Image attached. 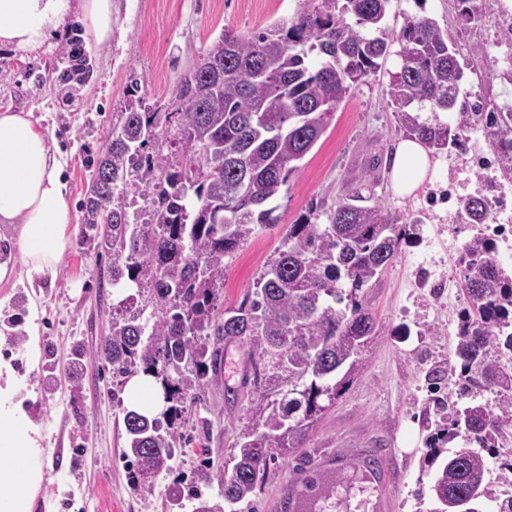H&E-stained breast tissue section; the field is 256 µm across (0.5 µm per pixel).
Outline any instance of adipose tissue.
<instances>
[{
	"instance_id": "ef3b65f1",
	"label": "adipose tissue",
	"mask_w": 512,
	"mask_h": 512,
	"mask_svg": "<svg viewBox=\"0 0 512 512\" xmlns=\"http://www.w3.org/2000/svg\"><path fill=\"white\" fill-rule=\"evenodd\" d=\"M72 14L97 43L111 41L114 0H0V46L37 48ZM431 168L424 144L400 140L391 159L394 193L413 194ZM62 170L28 113L0 111V224L15 226L18 248L38 273L55 270L73 245ZM15 378L11 359L0 354V512H30L29 491L43 478L38 429L16 399Z\"/></svg>"
}]
</instances>
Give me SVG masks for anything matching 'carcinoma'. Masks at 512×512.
Returning <instances> with one entry per match:
<instances>
[{"label":"carcinoma","instance_id":"obj_1","mask_svg":"<svg viewBox=\"0 0 512 512\" xmlns=\"http://www.w3.org/2000/svg\"><path fill=\"white\" fill-rule=\"evenodd\" d=\"M391 0H301L289 19L248 35L224 31L192 72L173 89V112L131 108L91 162L83 201L85 232L107 225L112 244L108 269L117 302L112 335L91 355L124 377L139 364L161 381L163 408L150 415L124 414L131 480L146 492L171 469L182 443L186 404L204 400L209 371L222 359V344L245 340L263 369L282 373L288 389L260 400L265 431L238 442L232 467L213 469L206 458L198 481H217L229 512L262 488L274 454L303 447L327 404L362 366L361 351L376 321L360 293L401 250L406 225L419 219L394 214L362 189L380 178L369 163L364 188L352 190L317 223L314 210L288 226L282 249L269 260L255 290L236 307L220 308L224 259L260 228L270 226V203L288 186L299 162L326 132L333 109L354 86L386 70L387 94L406 136L437 152L457 145L459 132L481 122L485 139L503 151L512 174V101L492 112H471L459 101L464 68L458 50L428 16L388 24ZM236 39L224 55V37ZM78 36L55 49L72 62L58 76L83 84L89 77ZM224 58V78L208 94V60ZM448 114V120L441 114ZM107 172L116 180H101ZM151 194L152 223L131 221L129 200ZM467 211L491 219L485 200L471 196ZM463 286L472 302L462 317L453 358L462 374L477 373L503 392L490 403L470 399L452 406L450 423L426 439L427 463L436 466L430 490L438 500L479 503L490 485L482 452L512 428V384L501 356L512 349V288L484 245L469 247ZM148 293L146 305L138 297ZM149 318H143L146 308ZM464 444L442 456L449 440Z\"/></svg>","mask_w":512,"mask_h":512}]
</instances>
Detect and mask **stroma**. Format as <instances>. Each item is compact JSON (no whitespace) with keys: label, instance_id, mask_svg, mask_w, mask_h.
I'll return each mask as SVG.
<instances>
[{"label":"stroma","instance_id":"35a3bbf8","mask_svg":"<svg viewBox=\"0 0 512 512\" xmlns=\"http://www.w3.org/2000/svg\"><path fill=\"white\" fill-rule=\"evenodd\" d=\"M111 42L83 40L91 73L76 102L47 84L51 52L64 44L56 37L20 52L0 50V100L31 113L64 162L74 246L55 272H30L22 257L0 282V354L11 357L21 381L23 405L40 424L42 480L31 490L30 512H172L169 490L191 485L202 456L214 466L229 463L243 434L262 429L260 396L277 383L242 374L248 355L243 343L229 345L216 376L206 389V407H192L190 436L176 449L169 471L152 492L134 489L123 459L127 408L124 387L103 363L85 362L78 385L68 373L75 347L92 351L112 325L116 301L111 285H100L110 254H97L81 240L82 201L89 165L134 99L161 111L172 108V91L224 30L250 33L291 17L298 0H117ZM389 25L400 29L410 17L427 15L457 43L467 66L462 90L478 96L484 108L512 99V83L497 40L496 11L483 13L477 28L463 27L454 0H392ZM483 52L472 55L473 46ZM138 83L130 93V83ZM387 78L376 75L352 89L335 112L326 133L303 158L301 170L276 201L275 223L260 230L224 261V304L242 301L283 243L289 224L309 208L325 214L348 189L358 186L373 156H381V181L374 196L389 210L421 212L412 225L416 236L432 235L448 216L429 211L426 190L399 198L392 190L388 158L404 131L386 92ZM421 256L414 245L399 251L393 263L362 299L375 316L378 332L364 348L363 367L323 412L304 447L276 457L272 475L245 512H272L271 505L291 471L312 478L330 472L335 490L327 512H363L374 488L388 496L392 512H437L429 486L434 474L425 457L427 428L416 419L424 407L426 375L449 358L456 341L455 305L463 299L462 273L449 267L453 286L448 305L424 302L412 286ZM210 421L201 427L200 418ZM383 449L386 468L374 484L361 468V450Z\"/></svg>","mask_w":512,"mask_h":512}]
</instances>
